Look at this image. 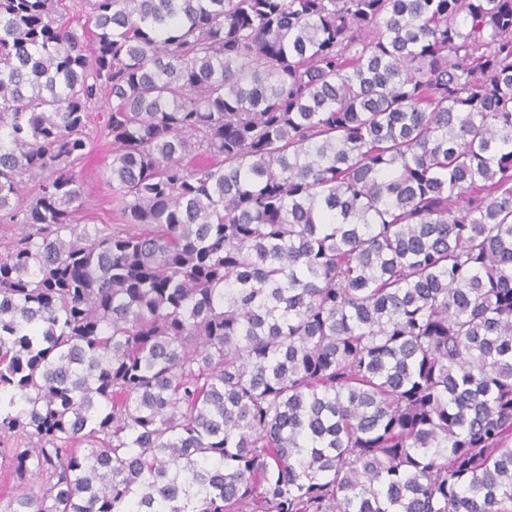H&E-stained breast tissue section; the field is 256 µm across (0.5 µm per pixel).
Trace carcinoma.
Instances as JSON below:
<instances>
[{
	"label": "carcinoma",
	"instance_id": "carcinoma-1",
	"mask_svg": "<svg viewBox=\"0 0 512 512\" xmlns=\"http://www.w3.org/2000/svg\"><path fill=\"white\" fill-rule=\"evenodd\" d=\"M86 4L0 0V512H512V0ZM110 150L112 145L96 147L77 167V170H81L86 187V206L80 214V228L85 227L91 234L95 230L112 231V224H117L112 212L111 191L102 178L105 166L111 161Z\"/></svg>",
	"mask_w": 512,
	"mask_h": 512
}]
</instances>
